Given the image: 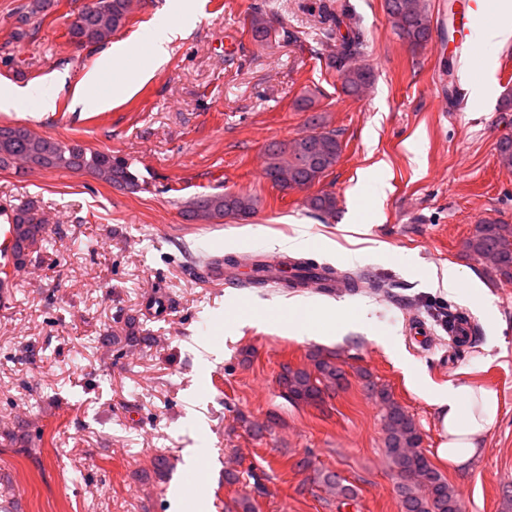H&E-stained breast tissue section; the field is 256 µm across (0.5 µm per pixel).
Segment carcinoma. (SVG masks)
<instances>
[{
	"mask_svg": "<svg viewBox=\"0 0 512 512\" xmlns=\"http://www.w3.org/2000/svg\"><path fill=\"white\" fill-rule=\"evenodd\" d=\"M387 14L392 19L399 37L412 49L425 47L431 37V15L425 0H384ZM131 12V0H95L80 13L78 24L69 34L78 43L97 44L106 41L122 28ZM328 22L325 38L336 40V52L326 59L328 68L336 71L344 94L359 97L374 81L371 68L357 63L363 39L360 32L349 29L340 33L343 20L330 9L323 8ZM251 32L255 39L266 40L271 35L270 21L256 12L251 18ZM309 131L291 140L274 141L265 152L264 175L282 191L300 186L310 187L338 162L343 146L336 131L326 127L319 115L308 119ZM45 170L67 169L89 172L96 178L123 189L138 186V176L128 163L112 158V154L85 147L79 143H63L40 136L25 126L0 125V168H10L22 175L31 168ZM306 206L320 216L336 214L337 199L330 192L320 191L306 198ZM257 210V200L244 194L208 193L194 197L184 210V217L206 224H218L226 218L246 221ZM3 261L0 262V287L11 282L15 272L32 261L49 243L45 220L29 205L16 207L7 218ZM465 248L473 255L489 262L500 279L512 281V224L485 218L475 224ZM301 270L286 280L288 287L301 288L308 282L330 281L339 272L316 267L305 262H293ZM312 368L289 369L280 383L285 397L295 405L318 406L324 391L342 387L343 367L320 350L309 354ZM366 379V387L383 408V431L386 455L399 482L402 512H462L458 492L429 462L423 448V437L416 422L385 388ZM318 480L339 500L354 497L351 486L335 473L322 472Z\"/></svg>",
	"mask_w": 512,
	"mask_h": 512,
	"instance_id": "1",
	"label": "carcinoma"
}]
</instances>
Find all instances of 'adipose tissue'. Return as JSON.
<instances>
[{"label":"adipose tissue","instance_id":"1","mask_svg":"<svg viewBox=\"0 0 512 512\" xmlns=\"http://www.w3.org/2000/svg\"><path fill=\"white\" fill-rule=\"evenodd\" d=\"M493 14L491 23L481 26L476 41L485 47H502L512 43V0H484ZM181 24L163 21L148 35L149 62L136 81H123L113 87L114 93L130 92L135 82L145 81L166 62L169 45L181 34ZM436 410L440 430L438 459L456 468L469 462L476 454L481 439L488 434L499 417V401L494 391L464 383H452L429 395Z\"/></svg>","mask_w":512,"mask_h":512}]
</instances>
